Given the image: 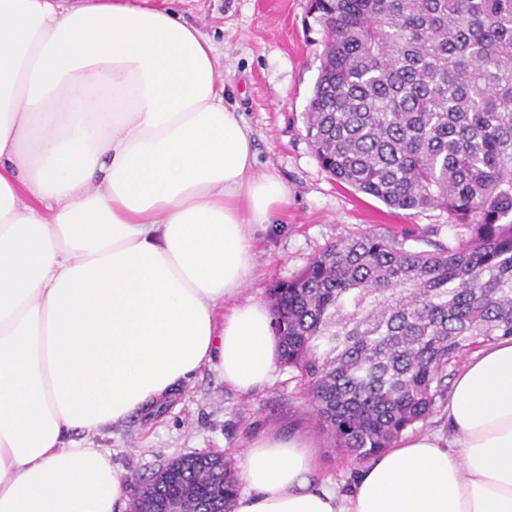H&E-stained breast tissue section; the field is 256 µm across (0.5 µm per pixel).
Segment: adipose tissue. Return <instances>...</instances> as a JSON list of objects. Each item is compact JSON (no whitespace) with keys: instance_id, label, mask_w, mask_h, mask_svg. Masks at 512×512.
Segmentation results:
<instances>
[{"instance_id":"adipose-tissue-1","label":"adipose tissue","mask_w":512,"mask_h":512,"mask_svg":"<svg viewBox=\"0 0 512 512\" xmlns=\"http://www.w3.org/2000/svg\"><path fill=\"white\" fill-rule=\"evenodd\" d=\"M287 202L173 8L0 0V512H125L104 430L205 368L269 384L271 311L232 300ZM446 416L343 495L310 439L253 438L233 512H512V338L470 355Z\"/></svg>"}]
</instances>
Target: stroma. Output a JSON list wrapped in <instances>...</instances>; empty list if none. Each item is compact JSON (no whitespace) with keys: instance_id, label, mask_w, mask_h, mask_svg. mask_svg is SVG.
Wrapping results in <instances>:
<instances>
[{"instance_id":"1","label":"stroma","mask_w":512,"mask_h":512,"mask_svg":"<svg viewBox=\"0 0 512 512\" xmlns=\"http://www.w3.org/2000/svg\"><path fill=\"white\" fill-rule=\"evenodd\" d=\"M309 0H173V8L215 44L224 102L241 116L254 140L256 167L287 184L288 203L253 233L255 270L239 302L266 301L273 282L299 273L331 242L359 233L410 228L417 248L454 243L448 216L416 215L341 187L318 163L305 137L304 112L321 65L324 34ZM265 432L304 435L318 450L317 477L347 490L357 465L331 446L302 398L296 373L277 365L270 385L250 395L203 370L149 414L113 425L99 437L129 480H145L170 459L220 452L236 459Z\"/></svg>"}]
</instances>
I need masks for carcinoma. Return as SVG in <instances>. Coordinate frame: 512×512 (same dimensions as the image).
<instances>
[{
  "mask_svg": "<svg viewBox=\"0 0 512 512\" xmlns=\"http://www.w3.org/2000/svg\"><path fill=\"white\" fill-rule=\"evenodd\" d=\"M325 39L304 114L342 186L419 214L440 210L454 246L407 231L338 240L269 289L281 361L332 448L361 462L426 420L463 355L512 337V0H312ZM193 495L232 512L223 458L171 459L137 493Z\"/></svg>",
  "mask_w": 512,
  "mask_h": 512,
  "instance_id": "obj_1",
  "label": "carcinoma"
}]
</instances>
